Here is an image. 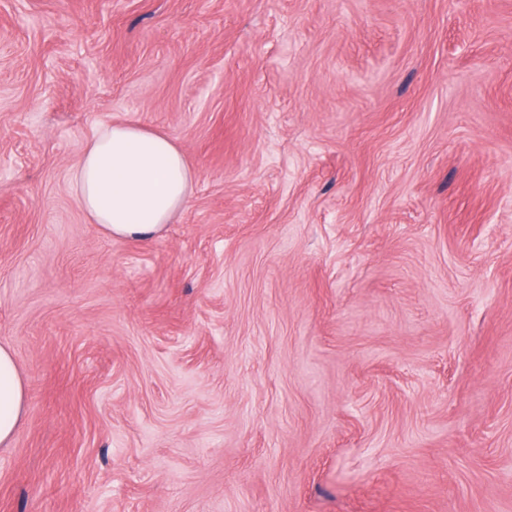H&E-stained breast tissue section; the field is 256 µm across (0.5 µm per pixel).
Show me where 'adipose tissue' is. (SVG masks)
Listing matches in <instances>:
<instances>
[{
  "mask_svg": "<svg viewBox=\"0 0 512 512\" xmlns=\"http://www.w3.org/2000/svg\"><path fill=\"white\" fill-rule=\"evenodd\" d=\"M193 183L194 172L169 135L131 122L102 126L73 173L90 222L133 243L158 237L186 205ZM26 409V382L12 351L0 345V445L12 440Z\"/></svg>",
  "mask_w": 512,
  "mask_h": 512,
  "instance_id": "ef3b65f1",
  "label": "adipose tissue"
}]
</instances>
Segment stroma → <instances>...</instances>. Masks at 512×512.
<instances>
[{
    "instance_id": "1",
    "label": "stroma",
    "mask_w": 512,
    "mask_h": 512,
    "mask_svg": "<svg viewBox=\"0 0 512 512\" xmlns=\"http://www.w3.org/2000/svg\"><path fill=\"white\" fill-rule=\"evenodd\" d=\"M195 172L134 245L72 187ZM0 512H512V0H0ZM193 183L194 172L169 135L131 122L102 126L73 173L90 222L132 243L158 237L186 205ZM27 409V386L12 351L0 345V445L9 443Z\"/></svg>"
}]
</instances>
